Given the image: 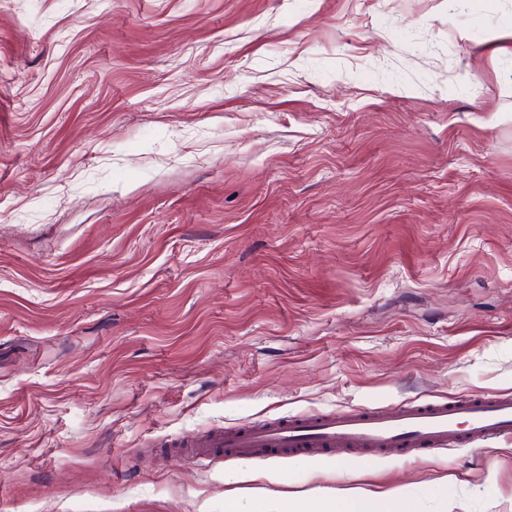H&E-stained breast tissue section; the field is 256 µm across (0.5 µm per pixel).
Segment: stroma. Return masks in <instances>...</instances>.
<instances>
[{
	"mask_svg": "<svg viewBox=\"0 0 512 512\" xmlns=\"http://www.w3.org/2000/svg\"><path fill=\"white\" fill-rule=\"evenodd\" d=\"M512 393V0H0V512H225L174 445ZM239 504L512 512V441ZM277 512H417L416 497L408 486L377 488H318L299 492L279 505Z\"/></svg>",
	"mask_w": 512,
	"mask_h": 512,
	"instance_id": "35a3bbf8",
	"label": "stroma"
}]
</instances>
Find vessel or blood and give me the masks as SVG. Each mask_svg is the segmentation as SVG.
Here are the masks:
<instances>
[{
	"label": "vessel or blood",
	"mask_w": 512,
	"mask_h": 512,
	"mask_svg": "<svg viewBox=\"0 0 512 512\" xmlns=\"http://www.w3.org/2000/svg\"><path fill=\"white\" fill-rule=\"evenodd\" d=\"M505 437H512V395L474 394L242 423L181 442L179 453L195 462L217 456L251 461L294 456L416 458Z\"/></svg>",
	"instance_id": "obj_1"
}]
</instances>
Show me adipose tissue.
I'll list each match as a JSON object with an SVG mask.
<instances>
[{
  "label": "adipose tissue",
  "mask_w": 512,
  "mask_h": 512,
  "mask_svg": "<svg viewBox=\"0 0 512 512\" xmlns=\"http://www.w3.org/2000/svg\"><path fill=\"white\" fill-rule=\"evenodd\" d=\"M288 512H417L409 487L318 488L297 493Z\"/></svg>",
  "instance_id": "ef3b65f1"
}]
</instances>
